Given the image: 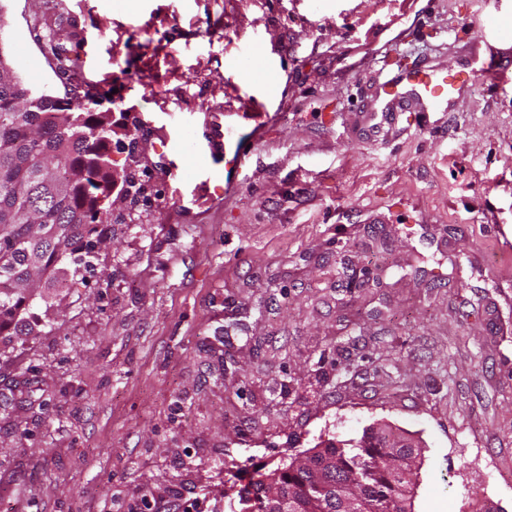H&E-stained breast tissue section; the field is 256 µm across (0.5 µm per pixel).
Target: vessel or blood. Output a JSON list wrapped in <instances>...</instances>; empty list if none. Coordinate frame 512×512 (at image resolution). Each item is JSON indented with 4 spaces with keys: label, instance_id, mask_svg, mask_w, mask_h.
<instances>
[{
    "label": "vessel or blood",
    "instance_id": "1",
    "mask_svg": "<svg viewBox=\"0 0 512 512\" xmlns=\"http://www.w3.org/2000/svg\"><path fill=\"white\" fill-rule=\"evenodd\" d=\"M490 15L488 26L475 37L457 72L449 73L431 65L428 59H420L412 69L394 73L378 88L371 109L362 113L365 123L382 125L394 121L400 113L415 112L422 119H430L436 112H448L458 99L464 96L472 80L489 72L498 78H506L512 72V54L499 52L502 44L512 45V27L503 24L511 13L504 10L502 0H485ZM225 83L235 90L256 91L260 99L254 110L228 108L224 127L198 131L197 115L181 113L174 121L165 120L163 113H150L146 124L156 128L163 148L171 157L172 170L181 172L183 187L193 192H224V174L221 170L201 165L204 157L223 156L226 166H246L255 148L260 145L258 136H251L248 143L236 145L233 151H225L224 139L232 135L237 119L254 122L265 128L270 111L278 101L281 73L272 58L254 60L248 56L235 57L224 75Z\"/></svg>",
    "mask_w": 512,
    "mask_h": 512
}]
</instances>
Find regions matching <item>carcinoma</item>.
I'll list each match as a JSON object with an SVG mask.
<instances>
[{
	"instance_id": "obj_1",
	"label": "carcinoma",
	"mask_w": 512,
	"mask_h": 512,
	"mask_svg": "<svg viewBox=\"0 0 512 512\" xmlns=\"http://www.w3.org/2000/svg\"><path fill=\"white\" fill-rule=\"evenodd\" d=\"M0 238L11 249L0 256V334L17 327L31 292L55 280L67 252L90 245L101 234L104 204L115 182L109 148L116 130L106 113L79 100L20 99L31 91L0 58ZM395 428L365 429L357 439L312 448L325 465L318 477L305 466L260 475L239 496L240 512H273L272 486L291 498L297 512H346L349 484L366 512H412L414 472L409 448H395ZM402 460L396 467L385 458Z\"/></svg>"
}]
</instances>
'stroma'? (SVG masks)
I'll use <instances>...</instances> for the list:
<instances>
[{
    "instance_id": "stroma-1",
    "label": "stroma",
    "mask_w": 512,
    "mask_h": 512,
    "mask_svg": "<svg viewBox=\"0 0 512 512\" xmlns=\"http://www.w3.org/2000/svg\"><path fill=\"white\" fill-rule=\"evenodd\" d=\"M484 0H0L23 82L125 135L105 234L0 335V512H232L229 486L385 421L414 512H512V84L431 129L357 126L386 71L457 68ZM279 116L228 192L185 195L150 112L229 102L251 32Z\"/></svg>"
}]
</instances>
